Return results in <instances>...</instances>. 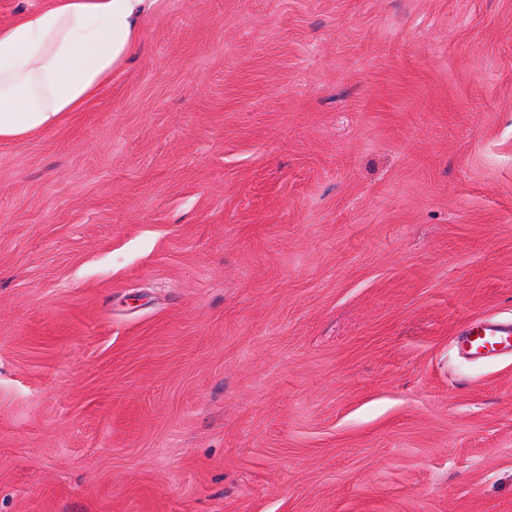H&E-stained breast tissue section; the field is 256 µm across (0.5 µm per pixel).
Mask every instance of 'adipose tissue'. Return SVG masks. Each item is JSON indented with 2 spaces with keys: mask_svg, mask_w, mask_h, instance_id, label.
<instances>
[{
  "mask_svg": "<svg viewBox=\"0 0 512 512\" xmlns=\"http://www.w3.org/2000/svg\"><path fill=\"white\" fill-rule=\"evenodd\" d=\"M160 0H47L0 25V141L57 127L112 81Z\"/></svg>",
  "mask_w": 512,
  "mask_h": 512,
  "instance_id": "ef3b65f1",
  "label": "adipose tissue"
}]
</instances>
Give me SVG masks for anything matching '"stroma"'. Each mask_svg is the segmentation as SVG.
Segmentation results:
<instances>
[{
  "label": "stroma",
  "instance_id": "obj_1",
  "mask_svg": "<svg viewBox=\"0 0 512 512\" xmlns=\"http://www.w3.org/2000/svg\"><path fill=\"white\" fill-rule=\"evenodd\" d=\"M512 0H161L0 142V512H512ZM464 348L472 356H488L500 351L512 352V328L491 322L473 326L464 338Z\"/></svg>",
  "mask_w": 512,
  "mask_h": 512
}]
</instances>
